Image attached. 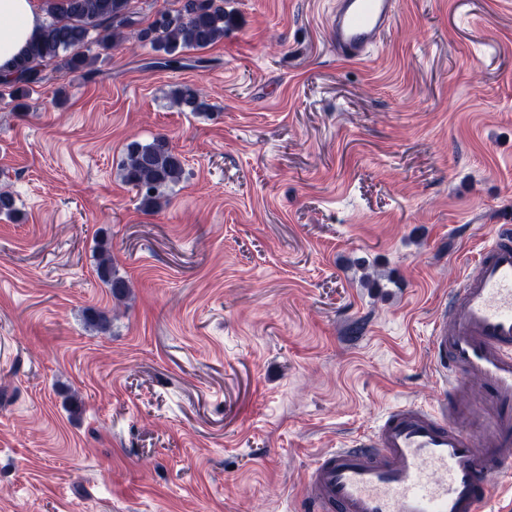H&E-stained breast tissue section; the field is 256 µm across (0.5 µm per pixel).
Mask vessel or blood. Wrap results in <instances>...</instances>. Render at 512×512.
I'll return each mask as SVG.
<instances>
[{
  "label": "vessel or blood",
  "mask_w": 512,
  "mask_h": 512,
  "mask_svg": "<svg viewBox=\"0 0 512 512\" xmlns=\"http://www.w3.org/2000/svg\"><path fill=\"white\" fill-rule=\"evenodd\" d=\"M395 0H334L329 45L363 61ZM478 271L448 291L429 346L442 388L428 407L387 409L362 441L317 457L306 477L313 512H487L512 480V225L484 239Z\"/></svg>",
  "instance_id": "b4317fda"
}]
</instances>
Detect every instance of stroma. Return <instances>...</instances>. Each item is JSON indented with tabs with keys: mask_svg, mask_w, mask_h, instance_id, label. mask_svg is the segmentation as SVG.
Here are the masks:
<instances>
[{
	"mask_svg": "<svg viewBox=\"0 0 512 512\" xmlns=\"http://www.w3.org/2000/svg\"><path fill=\"white\" fill-rule=\"evenodd\" d=\"M329 3L224 0L182 69L93 45L0 96V512H293L317 454L437 399L430 327L512 225V0H399L361 63ZM159 135L186 176L150 212L119 162ZM172 99L180 111L192 112L193 114L204 113L208 110L203 93L200 89L183 85L172 91ZM96 272L99 280L106 288H109L112 298L120 301L128 295L129 283L124 278L116 275L110 250L104 246H101L98 251Z\"/></svg>",
	"mask_w": 512,
	"mask_h": 512,
	"instance_id": "stroma-1",
	"label": "stroma"
}]
</instances>
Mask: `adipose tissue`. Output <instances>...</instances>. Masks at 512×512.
I'll return each mask as SVG.
<instances>
[{
  "mask_svg": "<svg viewBox=\"0 0 512 512\" xmlns=\"http://www.w3.org/2000/svg\"><path fill=\"white\" fill-rule=\"evenodd\" d=\"M40 25L38 0H0V74H9Z\"/></svg>",
  "mask_w": 512,
  "mask_h": 512,
  "instance_id": "ef3b65f1",
  "label": "adipose tissue"
}]
</instances>
